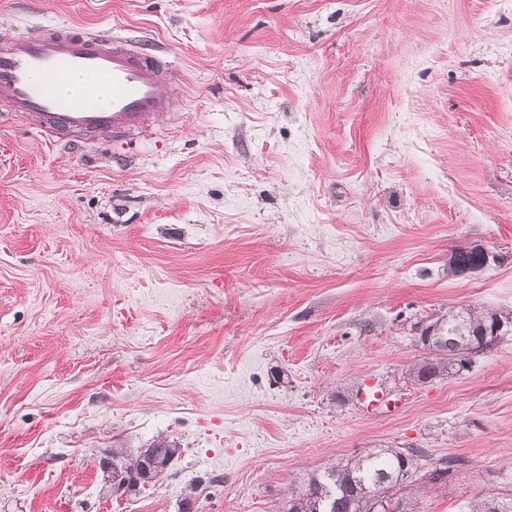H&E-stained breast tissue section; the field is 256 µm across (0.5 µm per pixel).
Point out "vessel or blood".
<instances>
[{"mask_svg":"<svg viewBox=\"0 0 512 512\" xmlns=\"http://www.w3.org/2000/svg\"><path fill=\"white\" fill-rule=\"evenodd\" d=\"M35 72L46 76L44 85L32 83ZM72 74L83 77L90 94L100 85L110 86V106L61 100L56 85ZM171 76L166 51L142 52L127 37L107 45L88 30L64 27L0 40V106L13 116L35 120L53 142L103 133L127 139L148 129L168 109L161 85Z\"/></svg>","mask_w":512,"mask_h":512,"instance_id":"1","label":"vessel or blood"}]
</instances>
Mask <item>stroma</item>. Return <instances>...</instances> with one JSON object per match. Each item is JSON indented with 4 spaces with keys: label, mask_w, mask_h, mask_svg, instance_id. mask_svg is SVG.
<instances>
[{
    "label": "stroma",
    "mask_w": 512,
    "mask_h": 512,
    "mask_svg": "<svg viewBox=\"0 0 512 512\" xmlns=\"http://www.w3.org/2000/svg\"><path fill=\"white\" fill-rule=\"evenodd\" d=\"M59 26L176 79L132 142L0 113V512H277L377 444L450 462L415 512L512 493V336L407 377L416 322L512 312V0H0V39ZM491 258L493 260L494 256L487 248L474 244L451 251L448 255V267L458 275H463L483 270L489 265ZM179 453V446L174 441L164 437L153 440L151 444L142 448L135 456H131L127 460L124 458V461H121V458L124 457L122 449L112 448V462L109 461V458L104 460L111 465L107 476L104 474L105 469L103 471L104 480L112 488H115L116 492L122 491L123 494L136 493L141 487L143 488L147 484H155L167 477ZM141 457L150 458L154 461V468L149 473L141 469Z\"/></svg>",
    "instance_id": "1"
}]
</instances>
